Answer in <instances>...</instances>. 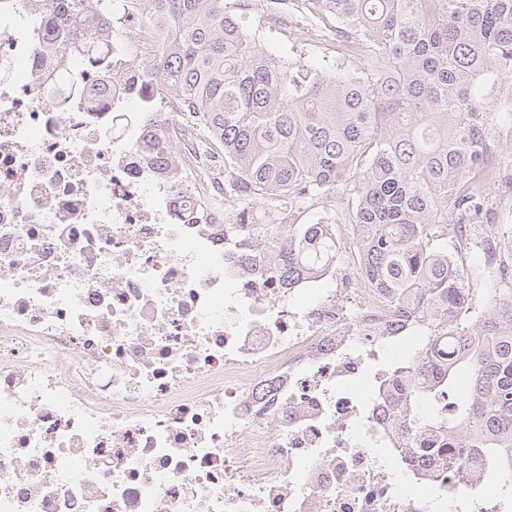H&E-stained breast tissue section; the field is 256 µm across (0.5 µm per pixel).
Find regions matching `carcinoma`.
<instances>
[{
	"mask_svg": "<svg viewBox=\"0 0 512 512\" xmlns=\"http://www.w3.org/2000/svg\"><path fill=\"white\" fill-rule=\"evenodd\" d=\"M36 15L43 50L112 72L125 39L116 0H50ZM336 35V66L290 64L257 47L236 0H130L160 28L154 57L127 65L120 84L153 112L167 97L198 115L224 152L238 212L230 238L262 242L292 280L334 254L326 225L348 224L359 284L408 324L418 354L402 375L414 403L456 397L448 429L455 469L478 448L488 467H512V234L498 256L459 268L448 243L478 223L473 187L502 116L481 90L512 78V0H305ZM297 205L320 206L308 224ZM456 215L448 222V214Z\"/></svg>",
	"mask_w": 512,
	"mask_h": 512,
	"instance_id": "obj_1",
	"label": "carcinoma"
}]
</instances>
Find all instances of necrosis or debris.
<instances>
[{"mask_svg": "<svg viewBox=\"0 0 512 512\" xmlns=\"http://www.w3.org/2000/svg\"><path fill=\"white\" fill-rule=\"evenodd\" d=\"M40 39L0 0V512H512V476L406 427L391 362L417 350L347 226L287 280L225 237L190 113L74 93Z\"/></svg>", "mask_w": 512, "mask_h": 512, "instance_id": "4bbe7bcc", "label": "necrosis or debris"}]
</instances>
